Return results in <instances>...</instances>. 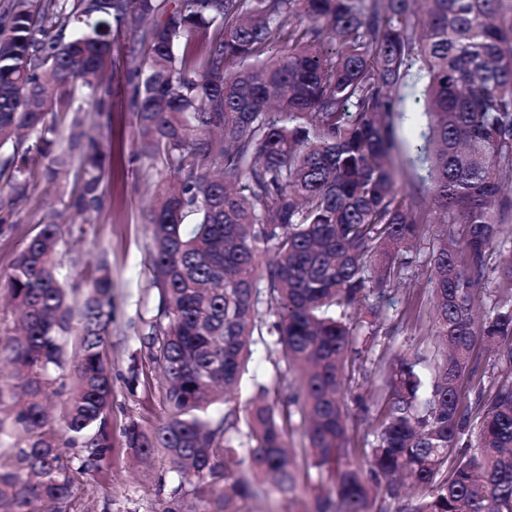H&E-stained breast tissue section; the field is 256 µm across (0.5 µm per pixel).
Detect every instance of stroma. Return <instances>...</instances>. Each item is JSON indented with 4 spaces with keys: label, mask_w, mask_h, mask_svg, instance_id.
<instances>
[{
    "label": "stroma",
    "mask_w": 512,
    "mask_h": 512,
    "mask_svg": "<svg viewBox=\"0 0 512 512\" xmlns=\"http://www.w3.org/2000/svg\"><path fill=\"white\" fill-rule=\"evenodd\" d=\"M89 121L96 125L106 154L108 174L104 182V204L90 218L66 214L67 223L83 227L78 240L67 242L63 273L75 283L90 277L99 257H106L112 271V439L123 440L122 431L130 420L149 425L163 413V384L154 364L138 341L140 319L157 305V292L149 286L148 245L151 227L142 215L148 205V174L131 171L128 158L134 142V119L121 88H114L112 109L100 114L89 111ZM52 201L44 183H34L27 201L20 207L14 234L0 238V273L11 264L26 238L35 230L43 210ZM400 294L390 293L381 302L387 321L380 344L396 347L412 344L428 348L431 337L425 329L400 322L395 310ZM140 376L137 389H129L131 373ZM172 466L164 454H156L148 464L138 463L123 454L112 460V480L102 484L93 476L80 477L76 505L86 512L97 502L111 499L112 512H164L168 493L161 482L171 480ZM316 492L301 484L294 500L276 492L260 497L245 496L236 502L238 512H313Z\"/></svg>",
    "instance_id": "obj_1"
}]
</instances>
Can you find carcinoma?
<instances>
[{
    "instance_id": "1",
    "label": "carcinoma",
    "mask_w": 512,
    "mask_h": 512,
    "mask_svg": "<svg viewBox=\"0 0 512 512\" xmlns=\"http://www.w3.org/2000/svg\"><path fill=\"white\" fill-rule=\"evenodd\" d=\"M109 71L135 117L130 162L157 175L141 343L165 412L122 435L129 455L173 465L164 512H182L187 484L206 512H237L255 486L293 496L302 474L326 494L315 512H512V0H11L0 237L37 181L72 176L64 207L101 209L82 103L111 111ZM414 72L424 108L409 116ZM415 162L420 200L403 186ZM60 219L49 207L0 276L16 310L0 340V512H73L77 476H107L116 451L112 272L102 257L67 284ZM427 224L443 230L423 249ZM422 267L430 350L386 346L380 384L357 395L375 428L358 435L348 374L380 300ZM257 352L275 375L254 371L243 406ZM401 477L417 495L395 508Z\"/></svg>"
}]
</instances>
